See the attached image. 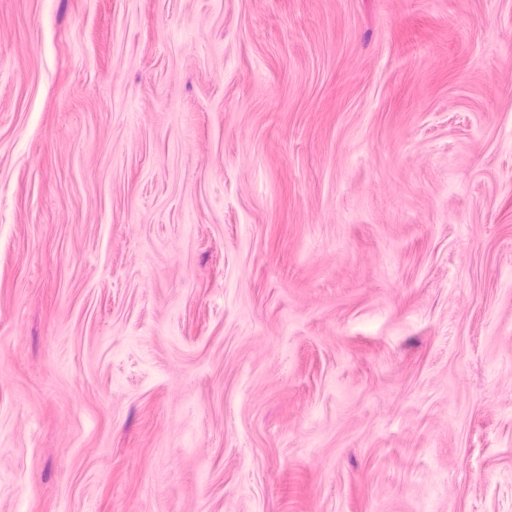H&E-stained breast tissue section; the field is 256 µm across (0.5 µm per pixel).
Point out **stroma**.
Wrapping results in <instances>:
<instances>
[{
    "label": "stroma",
    "mask_w": 512,
    "mask_h": 512,
    "mask_svg": "<svg viewBox=\"0 0 512 512\" xmlns=\"http://www.w3.org/2000/svg\"><path fill=\"white\" fill-rule=\"evenodd\" d=\"M0 512H512V0H0Z\"/></svg>",
    "instance_id": "stroma-1"
}]
</instances>
